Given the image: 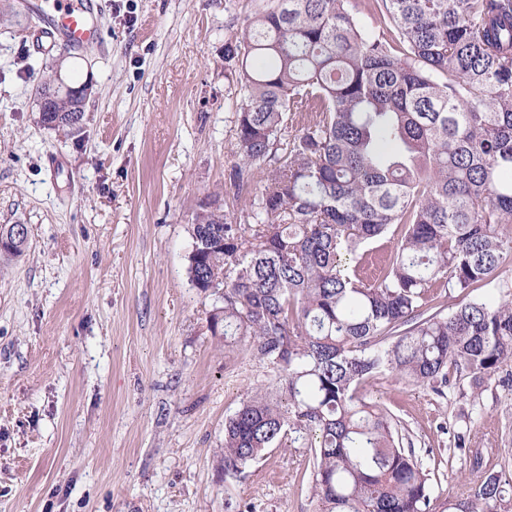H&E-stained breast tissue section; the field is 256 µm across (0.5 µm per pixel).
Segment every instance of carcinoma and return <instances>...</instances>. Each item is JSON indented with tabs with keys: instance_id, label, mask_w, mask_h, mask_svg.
<instances>
[{
	"instance_id": "obj_1",
	"label": "carcinoma",
	"mask_w": 512,
	"mask_h": 512,
	"mask_svg": "<svg viewBox=\"0 0 512 512\" xmlns=\"http://www.w3.org/2000/svg\"><path fill=\"white\" fill-rule=\"evenodd\" d=\"M267 0L224 45L240 63L239 162L251 224L216 195L190 224L191 283L213 334L271 367L224 423V481L314 440L320 512H429L428 472L367 397L381 375L439 396L512 388V292L425 315L430 289L498 277L512 253V0ZM311 112L289 141L290 113ZM396 239L364 279L342 265ZM509 469L484 470L448 512H512Z\"/></svg>"
}]
</instances>
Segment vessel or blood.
Wrapping results in <instances>:
<instances>
[{
  "instance_id": "b4317fda",
  "label": "vessel or blood",
  "mask_w": 512,
  "mask_h": 512,
  "mask_svg": "<svg viewBox=\"0 0 512 512\" xmlns=\"http://www.w3.org/2000/svg\"><path fill=\"white\" fill-rule=\"evenodd\" d=\"M94 0H28L39 19L37 38L48 44L61 43L78 51L99 43L98 11Z\"/></svg>"
}]
</instances>
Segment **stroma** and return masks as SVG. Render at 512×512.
Wrapping results in <instances>:
<instances>
[{
	"mask_svg": "<svg viewBox=\"0 0 512 512\" xmlns=\"http://www.w3.org/2000/svg\"><path fill=\"white\" fill-rule=\"evenodd\" d=\"M25 2L0 0V225L28 228L21 255L0 253V512H319L304 440L225 481L224 421L272 371L213 335L187 273L202 200L248 221L224 44L262 0H101V42L80 53L35 42ZM61 55L92 85L76 133L44 127L34 101ZM510 285L512 255L470 294H432L449 313ZM366 393L429 472L430 512L478 479L454 432L485 468L512 453L498 384L473 399L380 378Z\"/></svg>",
	"mask_w": 512,
	"mask_h": 512,
	"instance_id": "obj_1",
	"label": "stroma"
}]
</instances>
